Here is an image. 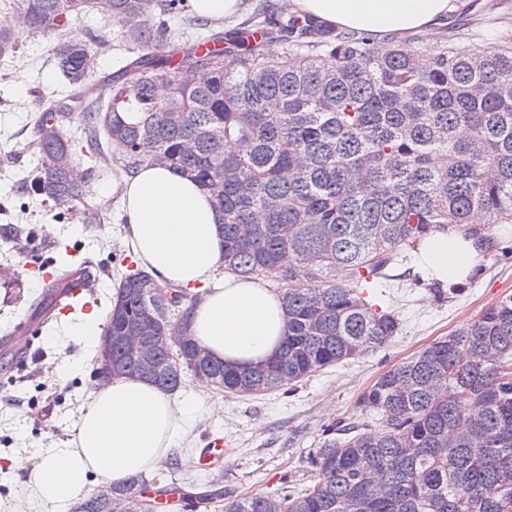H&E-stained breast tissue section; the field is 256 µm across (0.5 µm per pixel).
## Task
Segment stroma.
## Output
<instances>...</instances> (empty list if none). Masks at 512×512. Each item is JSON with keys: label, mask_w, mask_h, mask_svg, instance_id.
Returning <instances> with one entry per match:
<instances>
[{"label": "stroma", "mask_w": 512, "mask_h": 512, "mask_svg": "<svg viewBox=\"0 0 512 512\" xmlns=\"http://www.w3.org/2000/svg\"><path fill=\"white\" fill-rule=\"evenodd\" d=\"M0 17L19 32L13 58H0V336L22 320L37 317L49 301L36 260L59 258L61 267L90 259L99 288L90 312L48 322L25 363L15 366L0 351V368L11 372L0 385V512H17L26 501L27 473L14 459L35 461L53 448L71 445L87 404V385L96 371L97 347L77 336L86 322L102 321L113 289L133 270L136 257L126 239L120 194V168L87 171L77 167L82 199L56 204L32 188L39 158L33 148V121L45 94L64 78L52 55L48 33L32 37L17 0H0ZM468 50L512 43V0H455L444 23L412 39L421 59L445 41ZM100 219L89 223L88 206ZM490 246L475 257L477 272L462 292L424 277L417 250H408L398 279L374 288L376 303L396 313L401 330L388 344L324 369L296 385L254 397L199 388L182 381L176 396L190 414L174 444L163 455L175 478L197 495L221 486L225 495L276 493L284 484L313 479L304 459L322 439L324 426L340 420L370 422L361 412V393L391 365L475 319L489 305L512 293V224L487 229ZM25 275H18V268ZM222 438L224 458L214 468L187 467L182 457H197L207 440Z\"/></svg>", "instance_id": "1"}]
</instances>
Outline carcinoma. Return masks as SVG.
Segmentation results:
<instances>
[{
  "instance_id": "cac0c4a2",
  "label": "carcinoma",
  "mask_w": 512,
  "mask_h": 512,
  "mask_svg": "<svg viewBox=\"0 0 512 512\" xmlns=\"http://www.w3.org/2000/svg\"><path fill=\"white\" fill-rule=\"evenodd\" d=\"M19 2L28 26L54 36L70 86L68 101L42 103L36 121L40 194L81 198L67 135L75 123L98 168L151 162L197 182L220 215L224 269L280 286L282 349L238 368L172 323L175 311L188 318L185 289L141 269L126 274L104 332L144 334L147 353L112 345L107 381L143 379L169 393L189 371L234 395L301 382L398 333V319L362 289L391 279L402 250L449 228L478 235L476 213L512 223V46L473 55L445 43L424 67L413 45H374L312 18L273 28L261 4L229 36L211 31L189 47L168 27L179 16L202 29L188 0ZM90 11L138 48L93 82L95 56L112 44L68 31V17ZM158 41L163 56L149 53ZM16 49L11 25L0 23V57ZM201 70L204 81L187 78ZM358 404L379 425L326 427L306 457L312 485L226 500L219 491L188 506L219 497L221 512H512V294L392 365ZM175 495L186 498L173 483L149 491L134 475L77 512H156L159 498Z\"/></svg>"
}]
</instances>
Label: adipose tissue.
Listing matches in <instances>:
<instances>
[{"instance_id":"ef3b65f1","label":"adipose tissue","mask_w":512,"mask_h":512,"mask_svg":"<svg viewBox=\"0 0 512 512\" xmlns=\"http://www.w3.org/2000/svg\"><path fill=\"white\" fill-rule=\"evenodd\" d=\"M293 9L340 29L405 40L439 25L452 0H291ZM132 248L160 280L200 289L190 311L194 338L215 359L250 367L279 350L285 312L263 283L224 276L222 229L209 195L166 167L144 164L123 189ZM483 241L455 230L437 231L419 248L420 265L441 284L464 281ZM76 445L55 448L27 474L30 503L63 512L77 505L91 482L124 481L145 471L172 446L189 411L156 385L117 378L91 382Z\"/></svg>"}]
</instances>
